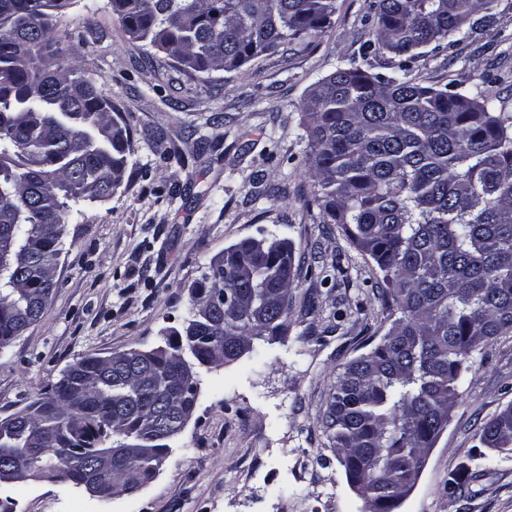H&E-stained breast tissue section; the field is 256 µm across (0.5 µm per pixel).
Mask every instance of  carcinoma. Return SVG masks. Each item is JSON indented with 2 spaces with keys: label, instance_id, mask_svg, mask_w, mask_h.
<instances>
[{
  "label": "carcinoma",
  "instance_id": "carcinoma-1",
  "mask_svg": "<svg viewBox=\"0 0 512 512\" xmlns=\"http://www.w3.org/2000/svg\"><path fill=\"white\" fill-rule=\"evenodd\" d=\"M73 0H0V248L14 267L0 274V347L19 324L38 321L55 288L68 201L112 197L127 165L130 133L112 102L77 66L63 69L57 17ZM495 0H377L376 22L361 53L315 82L302 125L323 221L340 224L382 274L400 317L380 343L343 366L324 416L348 483L366 512H394L431 448L448 427L468 357L512 335V113L485 91L451 81L424 86L409 62L450 38L474 32L473 16ZM124 31L195 73L236 72L286 47L307 48L330 25L336 0H112ZM399 59L390 75L371 58ZM121 124L125 135L109 133ZM271 240L262 249H224V280L203 277L191 292L236 288L235 309L210 335L243 343L286 330L294 282L291 255ZM142 376L118 373L110 356L82 358L85 411L72 416L67 388L51 384V409L15 412L0 430V459L17 448L36 472L63 482L62 428L99 446L98 428L114 420L112 441L146 434L164 402L188 382L179 350ZM485 448L512 453V404L481 429ZM123 465L111 495H124Z\"/></svg>",
  "mask_w": 512,
  "mask_h": 512
}]
</instances>
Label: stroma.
I'll return each instance as SVG.
<instances>
[{
    "instance_id": "35a3bbf8",
    "label": "stroma",
    "mask_w": 512,
    "mask_h": 512,
    "mask_svg": "<svg viewBox=\"0 0 512 512\" xmlns=\"http://www.w3.org/2000/svg\"><path fill=\"white\" fill-rule=\"evenodd\" d=\"M375 0H336L308 49L208 75L131 41L111 0H75L56 28L67 63L96 80L131 130L112 197L65 215L56 287L42 318L0 348V419L88 355L164 345L191 284L242 239L287 242L296 276L287 335L269 357L196 367L198 398L156 477L100 499L48 479L0 485L11 512H365L322 424L342 367L392 318L382 275L314 199L301 112L320 78L359 58ZM491 25L427 50L425 86L485 84L512 112V0ZM448 427L397 512H512V454L477 434L512 403V335L472 353ZM455 476L458 489L443 487Z\"/></svg>"
}]
</instances>
